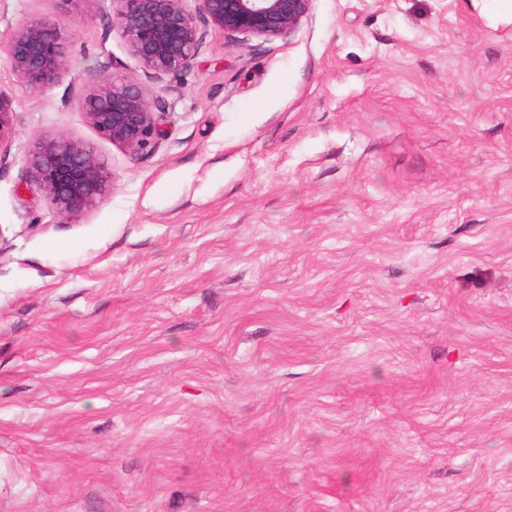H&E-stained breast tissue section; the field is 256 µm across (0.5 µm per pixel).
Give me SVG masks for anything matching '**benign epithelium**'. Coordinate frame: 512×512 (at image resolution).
<instances>
[{"label":"benign epithelium","mask_w":512,"mask_h":512,"mask_svg":"<svg viewBox=\"0 0 512 512\" xmlns=\"http://www.w3.org/2000/svg\"><path fill=\"white\" fill-rule=\"evenodd\" d=\"M112 26L143 71L161 79L190 68L204 24L239 38L272 41L295 32L313 0H199L200 18L184 0H111ZM12 72L31 89L42 90L68 73L60 25L53 21L23 24L0 45ZM80 114L102 137L137 154L162 139V130L141 87L121 74L99 75L78 104ZM12 102L0 93V146L15 134ZM29 181L67 221L85 214L112 194V176L94 147L63 132L37 141L27 159Z\"/></svg>","instance_id":"1"}]
</instances>
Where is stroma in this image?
<instances>
[{"label":"stroma","mask_w":512,"mask_h":512,"mask_svg":"<svg viewBox=\"0 0 512 512\" xmlns=\"http://www.w3.org/2000/svg\"><path fill=\"white\" fill-rule=\"evenodd\" d=\"M38 20L69 72L0 59V512H512V23L314 0L156 80L110 0H0V42ZM103 70L156 147L83 120ZM57 132L112 174L72 221L27 177ZM78 108L86 123L130 154H138L162 139L150 101L128 76L100 74ZM13 113L12 102L0 92V154L2 145L16 134Z\"/></svg>","instance_id":"35a3bbf8"}]
</instances>
